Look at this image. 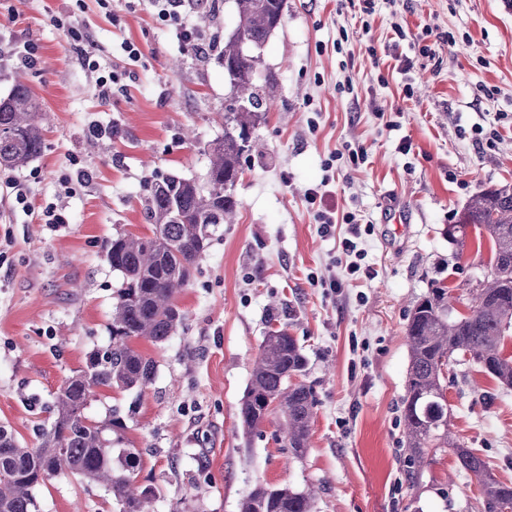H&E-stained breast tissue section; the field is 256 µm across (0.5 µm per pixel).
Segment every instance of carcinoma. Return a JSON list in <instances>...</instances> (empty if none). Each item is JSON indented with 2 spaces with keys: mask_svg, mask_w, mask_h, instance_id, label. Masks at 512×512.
Returning a JSON list of instances; mask_svg holds the SVG:
<instances>
[{
  "mask_svg": "<svg viewBox=\"0 0 512 512\" xmlns=\"http://www.w3.org/2000/svg\"><path fill=\"white\" fill-rule=\"evenodd\" d=\"M236 28L251 38L252 50L224 38L219 59L229 94L248 107H224V137L209 144L205 184L178 175L151 183L145 202L151 234L112 239L106 260L122 276L112 304V343L92 349L84 366L56 391L50 422L34 448L22 445L0 425V512H39L34 490L60 474L77 475L112 495L119 512H154L156 490L137 484L142 453L114 448L126 428L120 410L111 408L93 420L84 409L94 389L142 393L154 382L155 362L136 350L135 339L158 343L175 334L184 315L176 298L209 247V228L230 224L239 205V180L245 141L273 100L266 85L255 82L259 50L284 16L285 0H235ZM41 104L22 78L0 98V167L19 168L43 149ZM476 226L493 242L488 274L470 300L468 312L454 314L448 289L435 287L410 313L406 337L410 349L406 395L402 401L406 475L416 482L433 449L448 448L460 471L479 486L480 512H512V484L498 480L471 448L448 432L445 368L454 356H472L482 371L512 388V357L502 353L503 337L512 331V185L482 191L467 204L448 238L461 242ZM306 361L296 339L284 328L268 331L254 362L250 383L239 406L244 438L273 415H279L288 448L301 456L308 447L315 406L313 391L288 381ZM314 492L287 485L258 484L239 504L240 512H313Z\"/></svg>",
  "mask_w": 512,
  "mask_h": 512,
  "instance_id": "obj_1",
  "label": "carcinoma"
}]
</instances>
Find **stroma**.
Wrapping results in <instances>:
<instances>
[{
  "label": "stroma",
  "instance_id": "obj_1",
  "mask_svg": "<svg viewBox=\"0 0 512 512\" xmlns=\"http://www.w3.org/2000/svg\"><path fill=\"white\" fill-rule=\"evenodd\" d=\"M236 21L234 0H200L189 18L210 45L200 55L149 0H0V32L39 56L27 69L0 58V98L24 74L45 140L26 167H0V424L28 446L65 379L111 341L121 276L105 259L109 242L148 233L153 180L206 177L228 93L218 48ZM71 26L89 41L74 42ZM258 72L276 79V106L251 131L263 151L241 158L238 214L212 227L177 298L182 328L135 341L156 365L150 389L96 390L85 413L131 411L122 445L142 452L138 480L157 489L155 512H239L260 483L316 487L314 512H474L477 489L450 451L406 479V326L434 286L467 313L491 257L489 239L472 232L460 244L448 226L473 195L512 183V0H375L370 15L348 0H286ZM108 73L119 83L104 100L97 78ZM358 149L367 160L357 166ZM391 198L406 208L402 223L386 211ZM49 207L63 223H44ZM330 209L354 214L358 228L322 233L315 213ZM349 235L357 253L340 245ZM273 324L297 339L307 364L295 380L317 399L300 458L276 439L277 420L248 439L239 428ZM452 371V437L512 482V389L471 360ZM34 494L39 512H117L108 492L70 474Z\"/></svg>",
  "mask_w": 512,
  "mask_h": 512
}]
</instances>
